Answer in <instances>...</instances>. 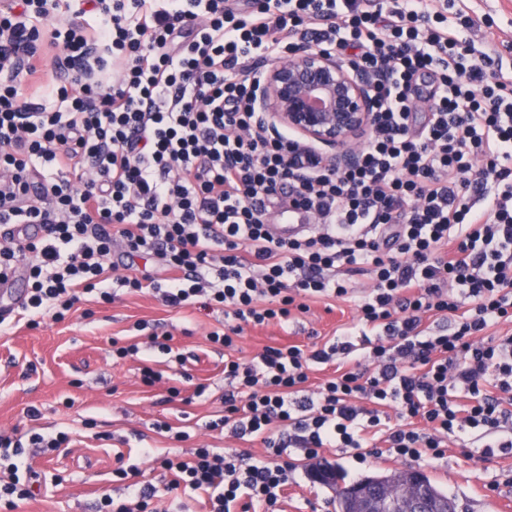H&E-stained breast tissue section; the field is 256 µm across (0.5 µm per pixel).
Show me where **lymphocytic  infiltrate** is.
Instances as JSON below:
<instances>
[{"mask_svg": "<svg viewBox=\"0 0 512 512\" xmlns=\"http://www.w3.org/2000/svg\"><path fill=\"white\" fill-rule=\"evenodd\" d=\"M0 0V285L24 273L12 311L37 328L109 280L178 308L222 309L208 339L286 325L308 303H353L356 325L304 351L224 360V412L210 430L261 439L265 454H142L164 487L128 482L99 512H283L294 452L327 448L440 459L449 442L512 452V69L498 34L475 48L463 0ZM62 46L49 80L41 38ZM308 43L379 74L359 161L337 171L267 134L252 108L256 62ZM316 228L274 237L275 207ZM149 268L139 267V260ZM347 271L369 275L355 292ZM439 320L437 328L426 319ZM336 373L307 390L312 364ZM68 433L0 434V512L32 496L26 451Z\"/></svg>", "mask_w": 512, "mask_h": 512, "instance_id": "f902f5d3", "label": "lymphocytic infiltrate"}]
</instances>
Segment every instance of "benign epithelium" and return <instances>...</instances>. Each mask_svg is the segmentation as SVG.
Returning <instances> with one entry per match:
<instances>
[{
	"mask_svg": "<svg viewBox=\"0 0 512 512\" xmlns=\"http://www.w3.org/2000/svg\"><path fill=\"white\" fill-rule=\"evenodd\" d=\"M375 82L340 56L304 43L264 73L253 111L262 127L293 130L304 145L321 146L324 165L343 169L358 160V140L372 124ZM373 506L374 512H424L416 485L402 491L386 487Z\"/></svg>",
	"mask_w": 512,
	"mask_h": 512,
	"instance_id": "obj_1",
	"label": "benign epithelium"
}]
</instances>
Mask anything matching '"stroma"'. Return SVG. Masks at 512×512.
<instances>
[{
    "mask_svg": "<svg viewBox=\"0 0 512 512\" xmlns=\"http://www.w3.org/2000/svg\"><path fill=\"white\" fill-rule=\"evenodd\" d=\"M466 13L479 24L492 21L505 43L502 55L512 54V0H468ZM116 294L111 303L78 304L63 321L47 317L38 328L19 323L0 333V432L70 435L62 447L32 449L29 461L40 474L41 487L17 512H97L102 494L123 492V483L112 479L120 460L138 468V481L160 484L159 472L139 453L145 443L185 458L202 446L265 451L261 440L245 442L204 426L222 408L224 352L211 346L207 335L223 327V312L172 308L159 295L123 288ZM356 322L353 304L316 300L287 328L269 324L245 330L234 355L247 361L265 346L288 343L311 350L332 340L338 328ZM155 333L172 335V354L151 348ZM116 341L138 344L139 354L113 357ZM146 365L163 375L156 386L141 381ZM185 372L192 382H182ZM198 384L206 387L199 398L193 395ZM172 386L180 387L179 398H170ZM32 408L37 417H29ZM162 422L169 431L159 430ZM178 432L186 433V440H175ZM325 458L339 464L350 482L415 468L454 497L457 512H512V453L469 457L452 444L444 458L428 463L360 460L349 448L327 449ZM295 465L298 483L288 490L286 512H335L331 490L308 478L306 460L296 458ZM57 476L62 479L58 485L53 482Z\"/></svg>",
    "mask_w": 512,
    "mask_h": 512,
    "instance_id": "obj_1",
    "label": "stroma"
}]
</instances>
